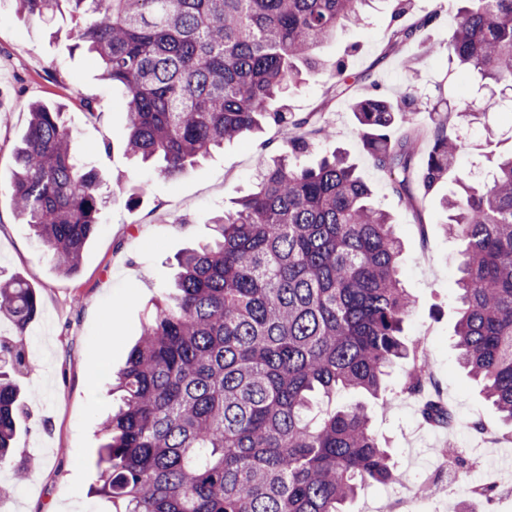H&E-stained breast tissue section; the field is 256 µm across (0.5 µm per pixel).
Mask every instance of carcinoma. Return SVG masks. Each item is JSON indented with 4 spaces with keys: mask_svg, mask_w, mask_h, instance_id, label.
<instances>
[{
    "mask_svg": "<svg viewBox=\"0 0 512 512\" xmlns=\"http://www.w3.org/2000/svg\"><path fill=\"white\" fill-rule=\"evenodd\" d=\"M373 0H19L49 23L69 10L76 37L96 54L101 77L126 93L128 156L173 179L226 141L264 125L282 133L262 152L254 191L212 219L217 237L177 257L163 292L119 375L117 408L102 424L97 493L110 512H349L366 482L389 484L394 465L362 403L312 414L315 396L377 397L400 360L399 394L430 385L421 339L406 340L416 307L401 277L402 242L372 190L340 150H326L317 112H292L287 92L323 74L316 49L346 26L368 24ZM395 46L445 53L477 85L459 116L490 106L480 91L512 82V0H458L442 43L428 39L436 14L411 23V0H390ZM346 65L328 71L349 94ZM413 90L399 98L371 82L351 102L374 165L399 199L442 198L459 242L455 347L483 383L512 439V155L489 178L466 177L467 148L446 112L428 129ZM61 108L33 105L14 150L11 196L56 269L77 272L110 196L83 161ZM324 155L314 167L300 155ZM29 282L0 270V315L17 334L0 340V468L13 464L23 405L13 372L29 363L26 330L37 312ZM423 417L450 428L453 411L434 393ZM486 512L500 497L478 489Z\"/></svg>",
    "mask_w": 512,
    "mask_h": 512,
    "instance_id": "cac0c4a2",
    "label": "carcinoma"
}]
</instances>
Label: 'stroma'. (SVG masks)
I'll use <instances>...</instances> for the list:
<instances>
[{
	"instance_id": "obj_1",
	"label": "stroma",
	"mask_w": 512,
	"mask_h": 512,
	"mask_svg": "<svg viewBox=\"0 0 512 512\" xmlns=\"http://www.w3.org/2000/svg\"><path fill=\"white\" fill-rule=\"evenodd\" d=\"M389 24L388 0H375L367 26L339 30L320 57L329 65L345 59L350 73L376 82L389 96L413 85L439 111L459 108L466 87L447 57L426 56L418 47L405 54L389 51ZM76 42L69 16L48 28L21 13L16 0H0V268L23 276L39 296L26 333L31 363L18 376L27 413L16 436L20 465L0 469V487L6 489L0 512H106L94 491L95 460L101 423L115 401L113 378L139 338L151 300L170 287L175 255L212 237L213 217L253 189L261 145L281 138L269 126L257 137L225 144L174 179L161 178L154 167L125 154V93L101 79ZM37 101L62 107L78 145L89 150L85 163L112 195L78 273L70 277L53 267L22 224L9 192L14 148ZM287 104L294 112L321 113L334 133L332 147L356 164L372 187L374 205L390 215L404 245L403 283L416 299L406 332L424 340L435 383L459 420L457 429L437 431L420 419L421 397L393 394L384 402L340 393L339 406L366 401L371 429L394 460V483L366 484L353 512H386L394 496H407L408 485L423 478L417 462L432 459L435 449L450 442L478 463L467 481L429 494L431 512H448L449 502H462L468 481L492 475L512 481V444L488 445L469 427L480 418L495 428L499 420L480 385L458 364L450 286L459 247L443 230L439 195H430L420 213L401 203L373 166L349 101L333 97L323 82L310 80L292 90ZM509 153L512 116L489 111L468 129L464 170L490 175Z\"/></svg>"
}]
</instances>
